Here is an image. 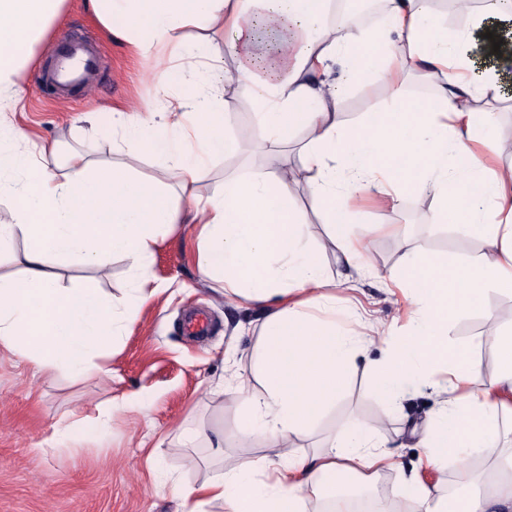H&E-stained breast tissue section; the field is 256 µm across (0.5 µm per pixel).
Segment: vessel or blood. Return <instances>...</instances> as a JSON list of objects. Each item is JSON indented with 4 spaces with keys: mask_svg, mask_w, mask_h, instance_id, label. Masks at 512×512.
<instances>
[{
    "mask_svg": "<svg viewBox=\"0 0 512 512\" xmlns=\"http://www.w3.org/2000/svg\"><path fill=\"white\" fill-rule=\"evenodd\" d=\"M98 66L96 47L66 35L58 41L52 62L43 70L41 82L56 86L59 98L65 99L74 88L93 90L97 84Z\"/></svg>",
    "mask_w": 512,
    "mask_h": 512,
    "instance_id": "obj_1",
    "label": "vessel or blood"
}]
</instances>
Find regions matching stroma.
<instances>
[{
	"mask_svg": "<svg viewBox=\"0 0 512 512\" xmlns=\"http://www.w3.org/2000/svg\"><path fill=\"white\" fill-rule=\"evenodd\" d=\"M76 32L89 37L103 53L100 79L94 91L76 92L66 101L39 93L36 79L58 38ZM151 61L136 55L127 42L112 38L83 6L68 0L46 40L35 47L20 82L25 94L11 117L34 142L57 139L65 147L90 153L96 160L121 161L116 149L122 130L112 115L153 102L155 86ZM388 97L383 84L369 76L343 91L338 118L352 125L365 113L382 107ZM248 161L220 155L206 160L197 192L208 198L224 189V178L246 172L250 165L273 166L276 157L264 148L260 136L247 146ZM293 202L307 222L302 248L314 256L326 276L336 279V323L353 336L366 334L370 324L382 321L403 329L413 310L403 291L386 274L414 255H436L450 260H474L483 251L482 239L464 245L452 227L435 223L432 198H403L380 203L357 198L351 214L371 230L369 265H348L333 242L330 230L315 214L302 187ZM194 224H179L161 240L152 257L153 274L163 290L154 296L137 321L118 336L110 357L111 377L90 375L73 381L41 374L18 353L0 349V512H181L178 500L155 492L158 472L186 484L203 481L224 457L261 456V443L244 447L239 427L244 416L240 387L258 390L250 358L235 357L234 349L248 350L258 340L261 314L225 301L212 282L197 271ZM61 286L75 288L94 280L106 295L131 294L132 273L127 262L115 258L106 276L68 261L54 265ZM512 304V295L489 293L484 308L500 310ZM208 310L212 331L207 338L184 336L181 322L191 309ZM484 308L462 312L448 325L451 342L468 347L486 372L496 368L495 338L512 329V319L499 327L487 325ZM380 357L373 346L360 347L335 409L323 415L312 432L298 440L296 455L312 453L337 435L342 423L366 424L393 452L401 471L381 474L372 487L373 501L385 500L392 512H413L401 476L415 474L440 494L470 491L455 464L424 466L425 451L416 434L430 423L440 398L428 386L407 387L400 403L383 399L374 387L370 366ZM139 394L150 403L147 414L124 408ZM112 405L122 411L109 430H101L98 410ZM81 418L73 436L56 440L57 426ZM191 425L208 435L220 434L224 445L186 448L181 427ZM198 464L188 467L187 456Z\"/></svg>",
	"mask_w": 512,
	"mask_h": 512,
	"instance_id": "1",
	"label": "stroma"
}]
</instances>
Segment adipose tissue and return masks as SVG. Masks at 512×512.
Returning <instances> with one entry per match:
<instances>
[{
	"mask_svg": "<svg viewBox=\"0 0 512 512\" xmlns=\"http://www.w3.org/2000/svg\"><path fill=\"white\" fill-rule=\"evenodd\" d=\"M66 3L0 0V195L14 201L11 223L0 224V255L15 238L28 243L21 275L0 276V347L46 375H111L108 351L148 298L159 240L191 211L200 276L219 283L226 298L264 312L254 350L262 391L246 398L240 440L260 441L265 452L247 462L225 458L198 485L164 480L161 490L182 512H205L214 502L224 512H311L315 499L326 500L327 512H351L356 487L398 463L362 427L341 430L312 455L288 453L335 404L357 345L334 322L303 311L329 306L336 283L300 247L304 224L293 189L306 188L356 266L364 264L370 238L357 233L347 212L352 197L430 196L435 221L478 235L484 250L473 262L425 256L390 271V280L408 289L416 318L403 335L380 326L369 336L383 354L372 368L375 387L393 400L408 382L448 368V397L419 438L427 465L452 460L463 467L496 443L503 418L512 417L505 399L512 393V332L499 335V367L490 374L448 339L449 321L489 291L512 293V166L487 164L488 157L512 155V142L494 133L492 104L504 86L478 68L469 31L448 38L427 0H387L373 30L350 11L341 26H328L331 0H86L103 29L148 59L160 45L176 55L190 50L179 36L189 25L229 34L234 70L224 69V56L207 55L204 67L214 74L208 88L185 72V102L149 110L163 136L123 144L134 159L169 162L180 199L174 206L164 183L94 163L83 152L68 153L61 171L51 170L43 159L61 154L60 141L42 143L34 154L15 151L26 139L10 118L23 92L19 73ZM374 73L389 88L390 105L342 129L336 115L344 87ZM404 74L436 81V96L404 95ZM241 89L257 107L270 151H282L290 130L306 126L300 164L227 176L221 195L201 198L203 158L237 155L250 138L245 131L225 135L217 112L219 96ZM479 100L486 104L481 112L473 108ZM116 257L134 272L133 296L109 297L92 283L65 288L53 272L61 260L103 271ZM406 482L415 512H512V452L484 479L483 491L453 501L416 477Z\"/></svg>",
	"mask_w": 512,
	"mask_h": 512,
	"instance_id": "adipose-tissue-1",
	"label": "adipose tissue"
}]
</instances>
